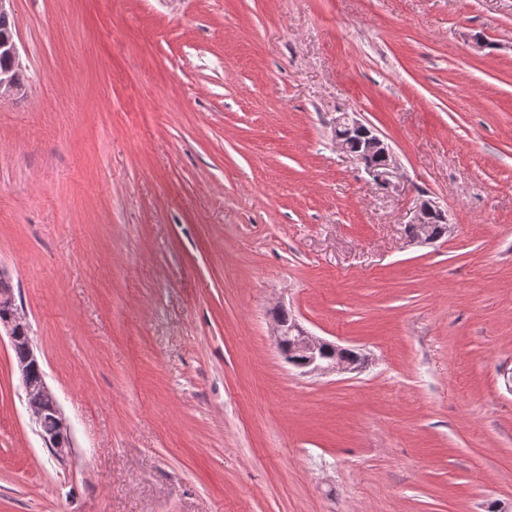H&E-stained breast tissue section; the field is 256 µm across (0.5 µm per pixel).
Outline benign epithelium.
Returning a JSON list of instances; mask_svg holds the SVG:
<instances>
[{"instance_id":"obj_1","label":"benign epithelium","mask_w":512,"mask_h":512,"mask_svg":"<svg viewBox=\"0 0 512 512\" xmlns=\"http://www.w3.org/2000/svg\"><path fill=\"white\" fill-rule=\"evenodd\" d=\"M23 92L9 71H0V94L3 96L17 95ZM336 144L345 154L363 167L365 173L384 192L398 188L399 167L391 147L376 132V130L357 118L353 112H341L333 121ZM435 214L446 215V212L435 201H421L415 210L412 223L419 225V233L410 238L415 244H430L436 241L432 233L430 220ZM0 310L7 311L10 318L0 320V330L5 331L11 346H16L19 340H25L27 358L18 364L20 383L25 394L34 391L40 393L41 404L30 408L34 422L44 426L45 413L52 414L54 430L41 433L45 443L53 454L63 457L70 449L69 427L61 413L56 398L45 381L40 362L35 355L31 338L20 336L17 325L23 323L16 305L14 287L7 273L0 269ZM293 337L292 350L300 355V361L294 368L303 374L312 373H344L356 369V363L349 358L348 349L312 335L304 329L297 320L289 324L273 321V338L280 343L285 337Z\"/></svg>"}]
</instances>
